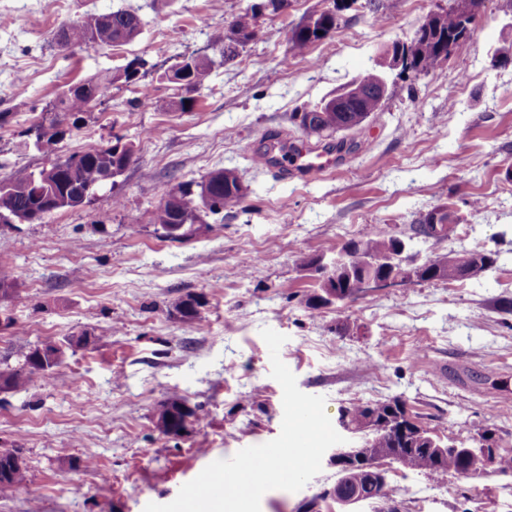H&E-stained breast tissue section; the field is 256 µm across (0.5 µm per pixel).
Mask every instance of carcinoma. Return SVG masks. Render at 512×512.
Masks as SVG:
<instances>
[{
	"mask_svg": "<svg viewBox=\"0 0 512 512\" xmlns=\"http://www.w3.org/2000/svg\"><path fill=\"white\" fill-rule=\"evenodd\" d=\"M342 21L340 15L334 13H321L314 24L302 20L291 29L289 43L297 53L305 52L313 43L331 37L339 28ZM260 17L248 7L234 16L229 26L217 31L213 36V43L224 46L230 39L229 33L240 36L234 49L226 56L228 62L240 53V48L250 41V35L257 32ZM440 30L437 32L421 33L416 35L409 43L410 65L412 70L419 74L428 75L442 67V56L448 54V38L454 36L469 37L472 29L465 25V21L456 14L453 7H448L444 16L439 20ZM141 34V20L137 14L128 10H117L108 14L87 13L61 30V37L68 44H84L87 46H123L128 44L127 38H137ZM130 82L129 77H121L118 73H106L97 78L79 83L72 92L64 91L55 100L46 105L50 114L49 123L61 122L60 115L84 113L89 111L91 99L104 96V92L112 84L119 80ZM357 82L366 92V97L361 107L372 111L377 109L376 91L379 88L380 74L375 69H369L357 78ZM118 144L89 150L77 154L79 157L78 169L72 173L68 170L57 172V180L54 181L47 193L71 198L81 194L97 190L103 184V176L110 171L112 166L121 163L122 157L114 154ZM191 184L184 183L177 189L169 192L159 203L153 213V223L158 224L164 230V235L170 239L179 238L186 234L184 226L192 225L197 216L187 210L186 197L191 195ZM209 190L213 197V205L210 212L216 214L226 208H231L242 202V187L237 174L228 169L217 170L202 180L200 190ZM37 188L24 184V180L16 181V184L7 192L0 191V213L10 214L16 220H20L27 211L38 206L35 200ZM179 225L178 234L171 232L173 226ZM394 254V235L373 231L354 240V249L350 253V268L354 274H369L376 271L374 266L367 264V260L377 258L382 262L388 261ZM459 256L442 254L428 259L432 266L438 269L435 273L436 280H459ZM199 302L188 295L175 305V310L182 319L190 323L201 321ZM38 349L30 350L24 358L25 364L18 367L0 368V391H16L25 388L35 373L50 381L54 377V368L41 367L36 361ZM185 403L179 399H169L160 404L159 409L167 414L155 421V427L163 435H177L181 433L184 416L194 418L195 422L201 421V415L190 410L188 414L182 413ZM405 404L395 399L393 401L362 402L349 407L343 416L349 419H357L371 410L382 414L386 420H391L397 414L404 413ZM391 449L389 463L397 468L425 474L430 477H439L454 473L464 478H474L479 475V463L467 462L454 450L437 455L433 452L422 450L418 446H407L399 440L386 434L372 435L371 441L364 442V447ZM27 481V468L19 457V451L15 448H0V496L9 497ZM338 490L346 495L360 491L365 494L366 500H378L381 506L377 512H397L396 492L384 491L374 488L369 480V474L363 470L352 472L347 479L338 485Z\"/></svg>",
	"mask_w": 512,
	"mask_h": 512,
	"instance_id": "carcinoma-1",
	"label": "carcinoma"
}]
</instances>
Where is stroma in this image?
I'll return each instance as SVG.
<instances>
[{
  "instance_id": "stroma-1",
  "label": "stroma",
  "mask_w": 512,
  "mask_h": 512,
  "mask_svg": "<svg viewBox=\"0 0 512 512\" xmlns=\"http://www.w3.org/2000/svg\"><path fill=\"white\" fill-rule=\"evenodd\" d=\"M250 0H0V180H19L54 159L122 140L133 158L88 204L42 220L0 223V367L29 350L89 331L52 382L33 378L0 393V445L18 449L27 482L0 512H144L166 504L198 471L275 439L282 388L270 376L269 327L285 335L281 360L298 388L326 399L330 419L360 402L401 398L441 440L492 434L512 456V0H483L470 37L430 75L386 72L378 111L356 129L306 134L291 115L377 67L448 0H377L354 6L340 28L302 54L290 29L332 0H290L265 17L241 57L225 63L213 43ZM135 12L142 31L121 47H60L55 32L80 16ZM214 66L194 105L161 74L189 55ZM146 60L138 83L112 84L101 105L64 120L63 136L37 148L28 131L67 86ZM334 149L333 172L305 180L258 166V148ZM232 169L243 204L202 214L183 238H166L155 208L181 183ZM448 207L456 228L437 240L411 228ZM372 231L408 240L417 260L494 253L484 275L368 288L343 304L308 306L320 281L308 263ZM200 299V323L174 305ZM199 408L189 433L162 435L159 405ZM330 465L297 492L272 490L261 512H342L323 493ZM400 512H512V474L482 463L478 477L431 478L388 469Z\"/></svg>"
}]
</instances>
